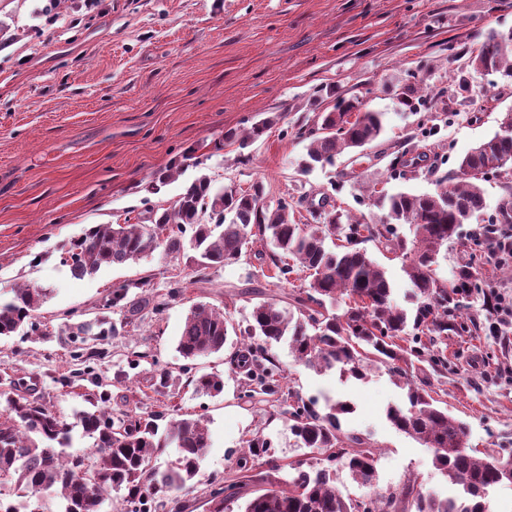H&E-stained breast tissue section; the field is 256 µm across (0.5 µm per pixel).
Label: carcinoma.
Wrapping results in <instances>:
<instances>
[{
    "mask_svg": "<svg viewBox=\"0 0 512 512\" xmlns=\"http://www.w3.org/2000/svg\"><path fill=\"white\" fill-rule=\"evenodd\" d=\"M476 72L488 71L512 78V30L489 34L471 56ZM319 97L335 99L328 112H318L313 126L298 129L310 139L299 163L303 174L315 166H332L336 156L361 148L383 132L381 112L361 111L356 98H338L332 87ZM509 113L498 119V130L468 151L455 174L439 180L433 193L374 192V206L382 215L367 224L347 219L336 209L311 212L314 223L290 220L293 203L283 198L272 207L265 202L262 183L243 189L229 184L213 188L204 174L196 176L172 205L151 211L149 223L98 224L66 243L62 253L72 276L81 279L103 267L122 266L158 249L185 254L201 280L206 270L239 262L250 243L271 244L272 253H258L274 270L271 285L290 282L292 276L308 274L309 282L284 306L274 298L256 303L247 325L239 329L241 349L231 358L245 374L250 399L254 393L286 396L289 429L299 448L331 450L334 464L321 467L291 466L296 476L281 477L282 466L274 460L272 444L255 436L245 441L236 460V475L224 481L221 492L228 498L206 501L210 512H226L224 504L246 498L243 512H356L355 500L336 486L338 472L348 471L365 487L375 484L376 449L366 438L342 429L341 418L353 411L347 400H338L322 414L298 394L281 390L279 363L269 347L283 340L296 362L317 370L336 369L358 381L368 378L378 366L403 380L402 407L387 408L386 419L397 430L433 449V466L450 484L462 488V503L453 498L426 496L417 480L394 492H376L369 512H394L398 507L413 512H485L484 493L493 486L512 484V460L481 458L468 449L467 426L453 420L433 397L431 374L448 371V357L437 338L462 328L457 314L463 307L456 286L444 284L436 273L441 248L459 234L461 225L485 208L481 183L512 174V125ZM274 114L255 122L246 135L235 129L224 132V141L246 145L255 141L277 121ZM410 226L412 238L396 234L397 226ZM384 239L405 260L403 272L411 287L413 309L398 306L386 272L361 247L366 238ZM136 288L138 293L130 295ZM184 293L182 280H171L165 294L154 292L152 276L120 285L105 298L104 309L119 310L120 324L100 318L67 323L61 335L72 338L70 353L79 368L58 382L77 388L87 381L85 392L93 409L82 412L77 424L82 435L93 440V452L66 454L71 428L40 398L20 393V383L9 381L0 392L5 405L0 411V497L8 494L17 502L0 512H40L39 500L60 499V512H102L111 492L122 493L121 512H185L182 497L195 490V477L210 433L202 417L185 416L165 403L147 414L104 409L111 394L99 372L110 357L108 338L129 332L146 316L161 317L170 303ZM48 297L47 290L31 285L14 289L0 301V338L38 336L44 324L36 311ZM343 305L342 312L331 308ZM230 338L224 312L206 304L192 305L177 341L185 364L173 373L165 368L153 376L155 392L180 383L182 377L195 391L219 393L224 388L216 373L198 374L193 361L224 350ZM178 451L165 470L154 465L166 449ZM261 483L264 488L252 489ZM8 493H3V490ZM184 496L171 497V493Z\"/></svg>",
    "mask_w": 512,
    "mask_h": 512,
    "instance_id": "obj_1",
    "label": "carcinoma"
}]
</instances>
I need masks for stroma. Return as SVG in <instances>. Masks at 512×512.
Listing matches in <instances>:
<instances>
[{"mask_svg": "<svg viewBox=\"0 0 512 512\" xmlns=\"http://www.w3.org/2000/svg\"><path fill=\"white\" fill-rule=\"evenodd\" d=\"M512 30V0H0V298L32 283L48 291L39 310L48 327L90 321L113 287L152 276L157 289L184 280L183 296L161 318H145L125 338L114 339L102 370L125 375L112 386L113 412L148 411L155 366L180 367L176 350L193 303L222 310L245 324L262 296L287 299L300 279L259 288L260 263L251 259L194 278L186 258L154 253L119 267L73 278L60 258L63 242L97 224L148 220L170 205L185 184L206 174L215 186H265L268 204L294 202L293 217L332 197L337 211L373 223L379 211L371 192L431 193L437 174L453 173L459 158L492 136L502 112L512 109V81L484 76L470 65L472 51L491 32ZM416 84L420 98L406 105L401 93ZM334 86L337 96L359 97L364 109L385 115L382 136L361 156L345 153L335 165L301 175L306 141L283 136L288 127L330 110L313 92ZM279 114L260 139L246 147L226 143L227 129H244ZM426 154L428 166H396L398 156ZM175 167L178 178L152 189L157 171ZM486 207L460 228L457 242L442 248L437 274L453 281L472 263L480 289L467 301L465 331L446 341L453 369L434 377L437 398L449 417L469 426V444L512 458V332L492 336L485 290L512 294V271L494 265L475 237L499 213L505 181L483 182ZM369 257L392 280L398 305L408 306L410 285L400 254L376 240ZM133 351L154 355L156 365L129 368ZM234 345L198 358L199 372L224 379L217 394L190 387L168 389L164 400L204 417L210 432L195 478L236 469L243 440L272 441L290 477L291 462H313L296 448L282 403H248L245 377L232 369ZM282 367L283 388L316 399L318 411L342 399L355 407L342 427L362 434L379 450L378 490L417 479L425 491L455 493L433 467V451L385 419L386 407L404 391L386 370L356 382L339 372L298 365L287 342L271 348ZM71 359L66 338L0 339V376L37 382V394L72 425L71 453L92 446L75 425L86 410L81 389L54 383Z\"/></svg>", "mask_w": 512, "mask_h": 512, "instance_id": "35a3bbf8", "label": "stroma"}]
</instances>
